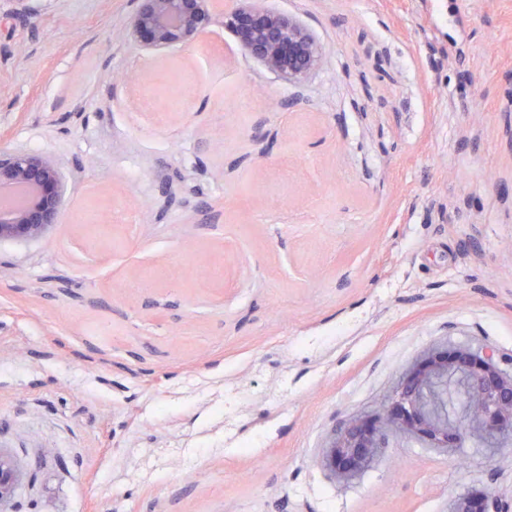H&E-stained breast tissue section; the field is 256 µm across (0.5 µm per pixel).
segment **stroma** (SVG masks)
<instances>
[{
  "mask_svg": "<svg viewBox=\"0 0 512 512\" xmlns=\"http://www.w3.org/2000/svg\"><path fill=\"white\" fill-rule=\"evenodd\" d=\"M270 3L302 85L218 25L142 56L134 0H0V140L70 190L0 243L13 512H512V448L319 463L431 348L512 369V0ZM495 495L491 490H484L479 495H459L455 497L448 512H500L495 509Z\"/></svg>",
  "mask_w": 512,
  "mask_h": 512,
  "instance_id": "obj_1",
  "label": "stroma"
}]
</instances>
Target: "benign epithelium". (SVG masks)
<instances>
[{
    "label": "benign epithelium",
    "mask_w": 512,
    "mask_h": 512,
    "mask_svg": "<svg viewBox=\"0 0 512 512\" xmlns=\"http://www.w3.org/2000/svg\"><path fill=\"white\" fill-rule=\"evenodd\" d=\"M220 23L240 50L267 71L299 85L322 65L325 47L296 15L275 10L267 0H135L125 38L148 57L201 41ZM21 189L19 206L0 205V241L46 237L60 221L67 188L58 163L37 152L0 147V191ZM512 438V372L493 349L436 347L403 373L396 389L374 411L351 417L335 430L320 463L342 482L371 468L391 437L419 442L446 455L477 438L492 449ZM25 472L0 448V512L8 506ZM495 495L455 497L448 512H492Z\"/></svg>",
    "instance_id": "7a95c632"
}]
</instances>
